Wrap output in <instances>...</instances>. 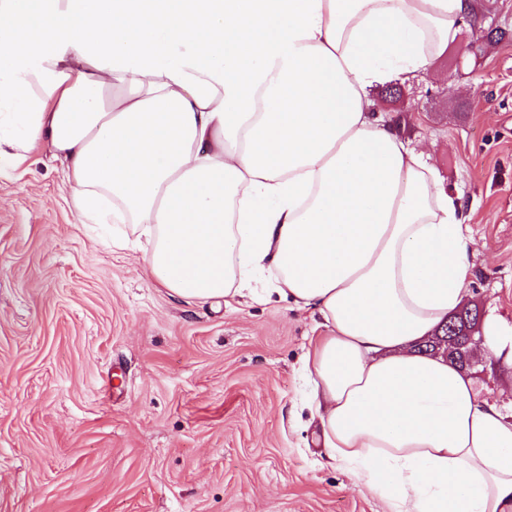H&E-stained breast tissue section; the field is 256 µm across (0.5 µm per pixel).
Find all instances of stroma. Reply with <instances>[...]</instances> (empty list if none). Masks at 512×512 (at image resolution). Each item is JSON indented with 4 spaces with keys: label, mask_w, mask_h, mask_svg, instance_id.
<instances>
[{
    "label": "stroma",
    "mask_w": 512,
    "mask_h": 512,
    "mask_svg": "<svg viewBox=\"0 0 512 512\" xmlns=\"http://www.w3.org/2000/svg\"><path fill=\"white\" fill-rule=\"evenodd\" d=\"M376 100L459 189L467 297L512 325V0ZM503 32L487 43L484 31ZM80 223L62 165L0 163V512H390L316 443L302 357L317 320L271 298L188 305ZM512 404V365L477 356Z\"/></svg>",
    "instance_id": "obj_1"
}]
</instances>
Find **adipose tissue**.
I'll return each instance as SVG.
<instances>
[{"label": "adipose tissue", "mask_w": 512, "mask_h": 512, "mask_svg": "<svg viewBox=\"0 0 512 512\" xmlns=\"http://www.w3.org/2000/svg\"><path fill=\"white\" fill-rule=\"evenodd\" d=\"M472 15V0H0V158L48 148L80 220L137 225L146 270L185 303L318 313L303 357L318 440L391 512H512V418L415 351L467 294L461 196L371 96L430 72Z\"/></svg>", "instance_id": "adipose-tissue-1"}]
</instances>
